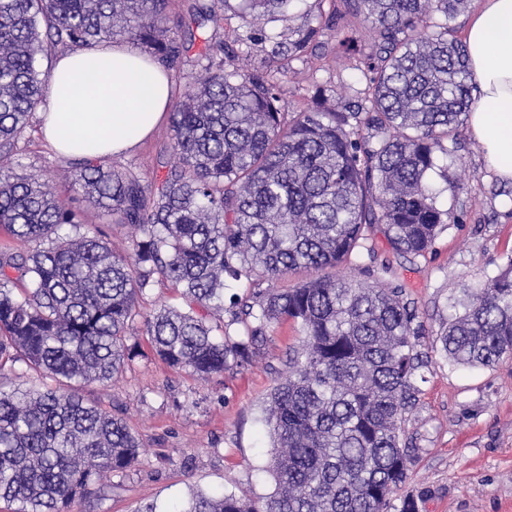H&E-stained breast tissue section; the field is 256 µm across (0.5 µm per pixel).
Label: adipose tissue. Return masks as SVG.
I'll return each instance as SVG.
<instances>
[{
  "mask_svg": "<svg viewBox=\"0 0 512 512\" xmlns=\"http://www.w3.org/2000/svg\"><path fill=\"white\" fill-rule=\"evenodd\" d=\"M468 67L476 84L468 125L489 166L512 182V0H479L466 32ZM165 68L125 45L60 55L41 113L46 141L59 154L99 158L131 150L167 111Z\"/></svg>",
  "mask_w": 512,
  "mask_h": 512,
  "instance_id": "obj_1",
  "label": "adipose tissue"
}]
</instances>
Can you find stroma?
Segmentation results:
<instances>
[{"label": "stroma", "mask_w": 512, "mask_h": 512, "mask_svg": "<svg viewBox=\"0 0 512 512\" xmlns=\"http://www.w3.org/2000/svg\"><path fill=\"white\" fill-rule=\"evenodd\" d=\"M194 3L172 0L168 26L187 43L188 58H196L211 36L233 49L234 58L224 61L229 70L251 71L268 62L270 42L248 51L243 38L264 33L288 44L308 26L337 14L339 28L354 41L351 58L337 60V42L327 36L312 43L306 62L280 55L279 63L294 69L282 105L306 108L319 86L336 89L343 102L360 100L366 78L357 63L373 50L374 33L344 0H293L287 23L231 8L216 30L195 28ZM170 143L165 119L144 142L110 161L150 181L174 163ZM79 168L78 160L59 155L32 131L22 171L49 173L64 189ZM429 184L451 218L431 250L415 259L401 257L378 229L370 237L374 257H362L346 271L370 285L384 279L401 286L425 330L422 349L429 364L400 435L412 455L400 492L414 496L418 512H512V356L491 369L455 367L437 342L448 306L462 288L493 277L512 256V183L488 167L481 145L464 125L451 152L439 155ZM299 338L297 325H273L263 354L248 366L202 381L154 358L145 334L137 333L143 356L116 381L94 383L83 392L125 419L140 440L141 462L126 473L104 476L94 494L73 503L71 512H172L197 491L255 501L271 493L264 409L273 387L288 374V355Z\"/></svg>", "instance_id": "1"}]
</instances>
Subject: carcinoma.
I'll return each instance as SVG.
<instances>
[{
    "label": "carcinoma",
    "instance_id": "carcinoma-1",
    "mask_svg": "<svg viewBox=\"0 0 512 512\" xmlns=\"http://www.w3.org/2000/svg\"><path fill=\"white\" fill-rule=\"evenodd\" d=\"M228 0H198L193 23L217 27ZM286 16L291 0H244ZM375 33L362 65L368 85L349 108L318 86L311 106L282 109L290 69L224 71L222 45L195 61L205 74L173 106L177 161L144 183L102 160L81 161L64 192L36 175L0 177V226L31 246L0 251V371L21 364L55 388L0 386V501L14 512H70L106 473L141 462L122 418L82 398L152 353L201 378L252 361L281 321L300 327L288 376L271 392L265 423L273 491L259 503L196 492L172 512H417L394 505L409 454L406 413L427 367L423 326L398 286L323 273L347 266L380 226L391 248L423 256L448 229L426 177L456 142L470 105L465 44L448 24L467 0H346ZM171 0H0V169L19 155L33 115L49 100L41 60L121 37L165 68L186 47L166 26ZM323 34L288 46L302 60ZM82 196L135 230L112 250L75 203ZM309 277L294 288L274 283ZM245 281L250 292L224 289ZM158 282L181 289L185 308L142 311ZM439 341L448 360L490 367L512 355V257L463 292ZM230 314L224 320V313Z\"/></svg>",
    "mask_w": 512,
    "mask_h": 512
}]
</instances>
